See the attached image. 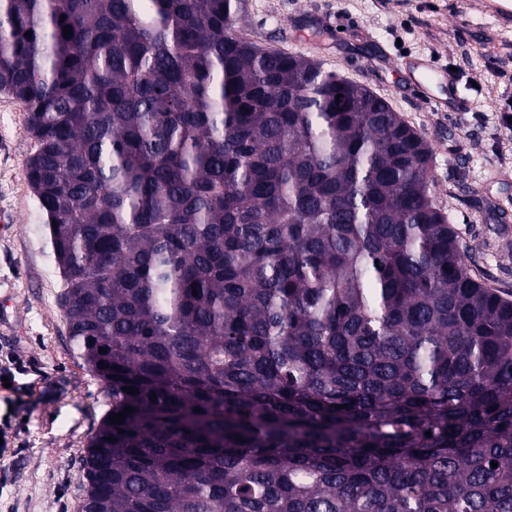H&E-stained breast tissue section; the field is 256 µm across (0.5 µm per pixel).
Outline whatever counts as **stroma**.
<instances>
[{
  "instance_id": "35a3bbf8",
  "label": "stroma",
  "mask_w": 512,
  "mask_h": 512,
  "mask_svg": "<svg viewBox=\"0 0 512 512\" xmlns=\"http://www.w3.org/2000/svg\"><path fill=\"white\" fill-rule=\"evenodd\" d=\"M241 33L300 54L386 99L431 145L437 205L474 250V272L512 300V236L493 199L512 202V24L463 0H246ZM454 67L459 110L435 112L404 80L403 57ZM481 141L473 150V141ZM36 144L25 106L0 92V364L22 355L37 386L21 402L11 449L0 456V512H82L88 440L111 408L105 382L72 347L60 304L64 282L28 179Z\"/></svg>"
}]
</instances>
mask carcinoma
<instances>
[{
    "instance_id": "1",
    "label": "carcinoma",
    "mask_w": 512,
    "mask_h": 512,
    "mask_svg": "<svg viewBox=\"0 0 512 512\" xmlns=\"http://www.w3.org/2000/svg\"><path fill=\"white\" fill-rule=\"evenodd\" d=\"M244 10L0 0L70 340L134 408L85 512H512V301L430 146Z\"/></svg>"
}]
</instances>
